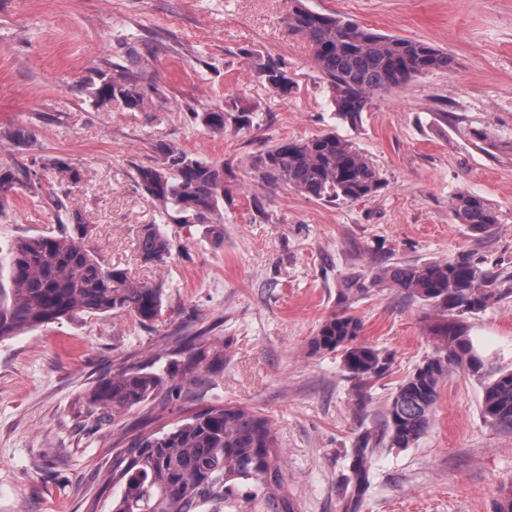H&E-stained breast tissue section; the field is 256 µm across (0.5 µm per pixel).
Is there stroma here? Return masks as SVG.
Here are the masks:
<instances>
[{"label": "stroma", "mask_w": 512, "mask_h": 512, "mask_svg": "<svg viewBox=\"0 0 512 512\" xmlns=\"http://www.w3.org/2000/svg\"><path fill=\"white\" fill-rule=\"evenodd\" d=\"M295 1L0 0V131L34 134L23 150L0 140V163L27 169L0 210V248L59 231L65 215L49 205L38 164L58 156L82 173L58 191L81 210L89 249L164 289L162 316L148 326L128 312L86 315L0 341V512H112L121 488L102 475L142 412L97 420L89 390L148 357L165 368L172 338L196 335L223 346L224 372L183 392L165 422L202 405L256 408L280 440L284 488L298 512H342L345 454L366 430L381 441L359 512H498L512 491V430L492 425L481 408L485 386L512 369L507 281L501 298L461 318L483 369L452 370L412 447H391L382 423L400 383L436 350L429 306L388 287L352 303L362 341L392 357L364 404L340 353L310 348L343 277L374 262L467 253L512 275V0H299L428 42L454 60L451 70L377 94L354 125L337 119L310 48L288 29ZM127 42L149 60L143 84L163 92L152 111L90 99ZM255 55L282 64L290 93L255 77ZM233 104L251 112L249 126L230 123L213 135L192 117ZM474 128L489 143L473 142ZM328 132L380 169L386 184L377 196L312 199L265 185L248 167L260 149ZM160 143L223 165L225 195L222 223L164 225L172 255L156 265L136 251L139 233L161 215L135 172L156 161ZM461 190L498 209L491 233L455 222L448 202Z\"/></svg>", "instance_id": "stroma-1"}]
</instances>
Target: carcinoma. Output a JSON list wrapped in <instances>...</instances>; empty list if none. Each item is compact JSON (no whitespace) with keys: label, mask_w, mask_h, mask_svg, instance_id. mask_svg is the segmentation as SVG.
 Instances as JSON below:
<instances>
[{"label":"carcinoma","mask_w":512,"mask_h":512,"mask_svg":"<svg viewBox=\"0 0 512 512\" xmlns=\"http://www.w3.org/2000/svg\"><path fill=\"white\" fill-rule=\"evenodd\" d=\"M289 30L304 39L329 90L336 116L355 124L376 93L400 88L421 75L453 67L452 57L428 43L384 36L336 14L298 7L288 15ZM148 65L134 49L113 64L112 76L92 88L97 107L118 101L132 112L151 106L141 75ZM258 79L269 89L286 94L292 88L288 71L259 56L252 57ZM228 112L222 107L196 113L200 124L214 134L224 133ZM30 130L14 128L4 139L15 149L28 146ZM155 163L137 169V185L156 203L164 223L189 228L220 223L224 206V166L193 158L160 143ZM250 166L270 186L286 185L315 199L358 200L375 196L385 185L374 163L346 139L329 132L311 139H291L251 157ZM42 169L60 183L76 184L81 172L59 157L47 158ZM19 165H0V208L9 203L22 182ZM53 204L65 211L67 224L59 234L17 239L0 257V339L36 327L82 315L133 314L141 323L162 315L163 289L132 280L126 269L105 266L83 239L88 234L83 214L61 197ZM450 209L462 224L487 233L498 223V212L484 199L467 192L455 194ZM173 244L159 226L145 229L136 249L146 263L160 264L171 256ZM500 273L483 269L469 257L422 265L378 264L369 274L352 273L339 290L337 307L312 338L315 352L341 353L355 381L359 399L369 382L383 376L391 358L360 340L363 324L349 313L351 303L380 284L429 305L441 318L433 328L436 352L409 375L392 397L383 434L394 448H409L429 429L439 388L451 369L473 374L483 368L467 331L457 317L486 307L501 296ZM183 359L169 373L151 365L120 366L91 390L99 418L119 417L146 405L163 406L180 397L181 388L214 377L224 370V349L198 336L176 340ZM482 411L491 423L512 429V370L501 373L484 390ZM141 429L128 437L112 459L106 480L123 487L112 512H297L282 490L283 452L269 421L257 410L241 405H210L157 430ZM376 444L364 433L354 441L349 474L339 497L344 512H359L370 487L369 458Z\"/></svg>","instance_id":"carcinoma-1"}]
</instances>
